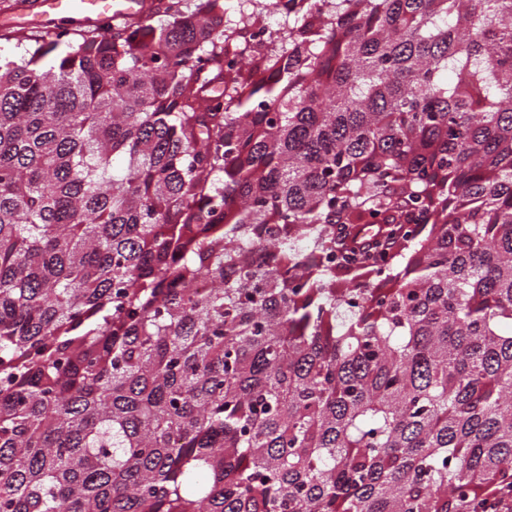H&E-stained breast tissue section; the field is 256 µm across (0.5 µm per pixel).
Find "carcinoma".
Instances as JSON below:
<instances>
[{
  "label": "carcinoma",
  "mask_w": 512,
  "mask_h": 512,
  "mask_svg": "<svg viewBox=\"0 0 512 512\" xmlns=\"http://www.w3.org/2000/svg\"><path fill=\"white\" fill-rule=\"evenodd\" d=\"M199 2L0 54V512L511 489L512 0Z\"/></svg>",
  "instance_id": "cac0c4a2"
}]
</instances>
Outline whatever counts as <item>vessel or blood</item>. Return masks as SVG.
<instances>
[{"mask_svg": "<svg viewBox=\"0 0 512 512\" xmlns=\"http://www.w3.org/2000/svg\"><path fill=\"white\" fill-rule=\"evenodd\" d=\"M142 0H40L33 24L48 26L57 19H71L76 24L90 26L105 13L133 14L141 11Z\"/></svg>", "mask_w": 512, "mask_h": 512, "instance_id": "obj_1", "label": "vessel or blood"}]
</instances>
